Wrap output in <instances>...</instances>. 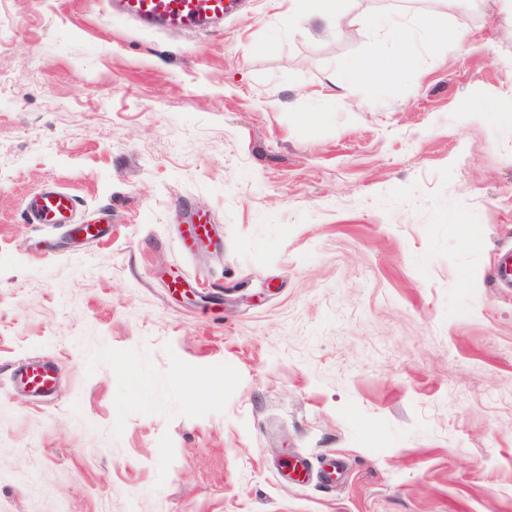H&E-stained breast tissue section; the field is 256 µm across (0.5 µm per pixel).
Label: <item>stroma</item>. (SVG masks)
Returning <instances> with one entry per match:
<instances>
[{
    "mask_svg": "<svg viewBox=\"0 0 512 512\" xmlns=\"http://www.w3.org/2000/svg\"><path fill=\"white\" fill-rule=\"evenodd\" d=\"M348 11L466 39L340 96L399 44L288 0L178 36L0 0V512H512V14ZM54 185L110 234L27 223ZM35 356L54 402L11 384ZM289 3L298 24L323 25L336 33L345 32L349 24L347 0H290ZM417 26L438 46H447L448 43L461 44L462 40L459 33L448 30L447 21L440 15L420 16L417 19ZM213 220L210 214L201 211H191L188 217L186 235L182 241L184 250L189 251L204 239L211 237Z\"/></svg>",
    "mask_w": 512,
    "mask_h": 512,
    "instance_id": "1",
    "label": "stroma"
}]
</instances>
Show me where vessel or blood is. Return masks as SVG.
Listing matches in <instances>:
<instances>
[{
    "instance_id": "1",
    "label": "vessel or blood",
    "mask_w": 512,
    "mask_h": 512,
    "mask_svg": "<svg viewBox=\"0 0 512 512\" xmlns=\"http://www.w3.org/2000/svg\"><path fill=\"white\" fill-rule=\"evenodd\" d=\"M112 15L131 21L147 30H161L178 35L189 30L208 31L223 25L224 18L235 12L240 0H108ZM77 201L67 191L47 187L36 192L28 203L31 223L50 225L75 224ZM182 242L192 249L210 238L213 220L210 214L191 212ZM18 382L31 391L52 399L57 388L56 364L53 360L30 358L19 367Z\"/></svg>"
}]
</instances>
